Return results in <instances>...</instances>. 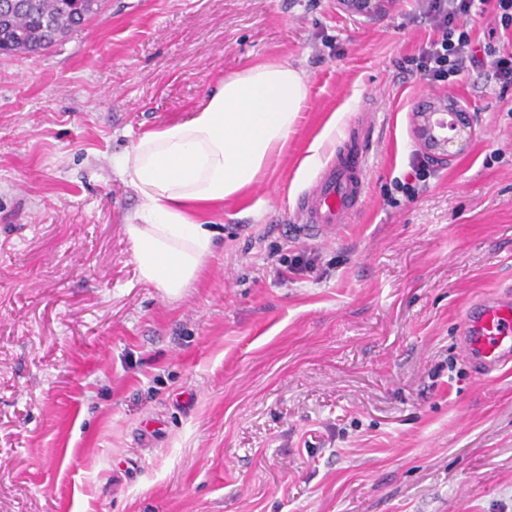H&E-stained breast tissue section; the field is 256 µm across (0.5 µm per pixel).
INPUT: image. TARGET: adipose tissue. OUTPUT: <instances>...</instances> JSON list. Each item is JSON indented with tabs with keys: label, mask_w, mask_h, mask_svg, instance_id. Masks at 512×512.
<instances>
[{
	"label": "adipose tissue",
	"mask_w": 512,
	"mask_h": 512,
	"mask_svg": "<svg viewBox=\"0 0 512 512\" xmlns=\"http://www.w3.org/2000/svg\"><path fill=\"white\" fill-rule=\"evenodd\" d=\"M303 73L285 62L232 72L184 120L143 133L120 158L139 196L125 232L141 277L179 298L213 255L209 210L266 176L307 100Z\"/></svg>",
	"instance_id": "ef3b65f1"
}]
</instances>
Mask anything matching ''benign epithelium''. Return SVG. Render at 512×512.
Returning <instances> with one entry per match:
<instances>
[{
  "label": "benign epithelium",
  "instance_id": "obj_1",
  "mask_svg": "<svg viewBox=\"0 0 512 512\" xmlns=\"http://www.w3.org/2000/svg\"><path fill=\"white\" fill-rule=\"evenodd\" d=\"M381 0H339L357 13H371ZM415 133L427 158L436 165H446L456 155L453 147L469 140L474 132L470 113L449 97H437L414 112Z\"/></svg>",
  "mask_w": 512,
  "mask_h": 512
}]
</instances>
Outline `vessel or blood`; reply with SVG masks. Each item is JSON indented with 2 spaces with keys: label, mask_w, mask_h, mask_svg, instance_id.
Instances as JSON below:
<instances>
[{
  "label": "vessel or blood",
  "mask_w": 512,
  "mask_h": 512,
  "mask_svg": "<svg viewBox=\"0 0 512 512\" xmlns=\"http://www.w3.org/2000/svg\"><path fill=\"white\" fill-rule=\"evenodd\" d=\"M366 158V145L360 142L324 167L297 200L301 226L326 237L354 222L365 203ZM462 345L483 373L512 362V297H489L472 304L464 316Z\"/></svg>",
  "instance_id": "vessel-or-blood-1"
}]
</instances>
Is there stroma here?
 <instances>
[{
    "label": "stroma",
    "instance_id": "stroma-1",
    "mask_svg": "<svg viewBox=\"0 0 512 512\" xmlns=\"http://www.w3.org/2000/svg\"><path fill=\"white\" fill-rule=\"evenodd\" d=\"M425 5L103 0L0 55V512H512V363L481 375L460 340L470 304L512 293V87L403 72ZM269 61L304 72L302 116L167 298L115 160ZM444 94L475 133L418 179L412 114ZM359 128L366 203L319 242L297 199ZM302 251L316 271L278 277Z\"/></svg>",
    "mask_w": 512,
    "mask_h": 512
}]
</instances>
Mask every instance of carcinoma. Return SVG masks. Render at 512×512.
Returning a JSON list of instances; mask_svg holds the SVG:
<instances>
[{"label":"carcinoma","mask_w":512,"mask_h":512,"mask_svg":"<svg viewBox=\"0 0 512 512\" xmlns=\"http://www.w3.org/2000/svg\"><path fill=\"white\" fill-rule=\"evenodd\" d=\"M7 6L13 7L15 28L25 33L22 40L15 42V49L28 53H38L54 44L51 38L40 32L43 24L71 31L90 20L100 8V4L85 0L81 5L74 4L73 12L64 13L59 8V0H25V4L19 6L12 0H0V10Z\"/></svg>","instance_id":"obj_1"}]
</instances>
